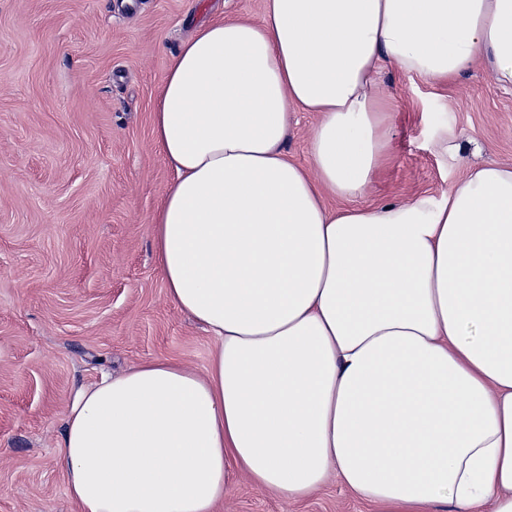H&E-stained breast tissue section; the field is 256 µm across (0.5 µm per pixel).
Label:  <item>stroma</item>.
<instances>
[{"instance_id":"1","label":"stroma","mask_w":512,"mask_h":512,"mask_svg":"<svg viewBox=\"0 0 512 512\" xmlns=\"http://www.w3.org/2000/svg\"><path fill=\"white\" fill-rule=\"evenodd\" d=\"M263 0H0V512H76L58 444L72 393L214 342L169 300L152 217L174 173L152 114L172 55ZM394 158L364 205L446 197L471 168L512 165V92L477 67L453 85L381 70ZM448 152L436 149L440 131ZM222 512H381L339 480L295 500L243 473Z\"/></svg>"}]
</instances>
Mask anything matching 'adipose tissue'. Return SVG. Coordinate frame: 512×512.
Listing matches in <instances>:
<instances>
[{
	"label": "adipose tissue",
	"instance_id": "adipose-tissue-1",
	"mask_svg": "<svg viewBox=\"0 0 512 512\" xmlns=\"http://www.w3.org/2000/svg\"><path fill=\"white\" fill-rule=\"evenodd\" d=\"M385 62L512 87V0H264L173 55L153 234L215 350L202 374L156 359L75 392L79 512H217L238 472L294 499L335 477L386 512H512V166L357 205L391 158ZM300 110L307 167L286 151Z\"/></svg>",
	"mask_w": 512,
	"mask_h": 512
}]
</instances>
